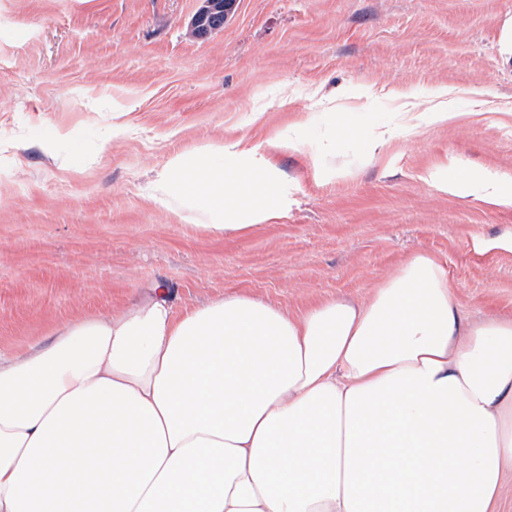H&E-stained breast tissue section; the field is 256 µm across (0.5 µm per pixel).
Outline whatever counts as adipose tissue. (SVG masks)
<instances>
[{
  "label": "adipose tissue",
  "instance_id": "ef3b65f1",
  "mask_svg": "<svg viewBox=\"0 0 512 512\" xmlns=\"http://www.w3.org/2000/svg\"><path fill=\"white\" fill-rule=\"evenodd\" d=\"M450 194L512 206L448 161ZM154 199L221 235L288 188L257 147L172 156ZM512 482V319L470 318L412 255L365 302L299 315L164 284L0 356V512H497Z\"/></svg>",
  "mask_w": 512,
  "mask_h": 512
}]
</instances>
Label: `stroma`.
I'll use <instances>...</instances> for the list:
<instances>
[{
    "mask_svg": "<svg viewBox=\"0 0 512 512\" xmlns=\"http://www.w3.org/2000/svg\"><path fill=\"white\" fill-rule=\"evenodd\" d=\"M200 5L0 0V354L157 282L179 314L238 294L362 303L418 252L472 318L512 317V249L474 247L512 240V206L425 180L453 158L512 196V0H236L197 38ZM441 103L455 119L429 122ZM50 127L75 141L44 154ZM276 133L297 147L269 154L293 199L272 223L219 236L153 202L174 153Z\"/></svg>",
    "mask_w": 512,
    "mask_h": 512,
    "instance_id": "stroma-1",
    "label": "stroma"
}]
</instances>
